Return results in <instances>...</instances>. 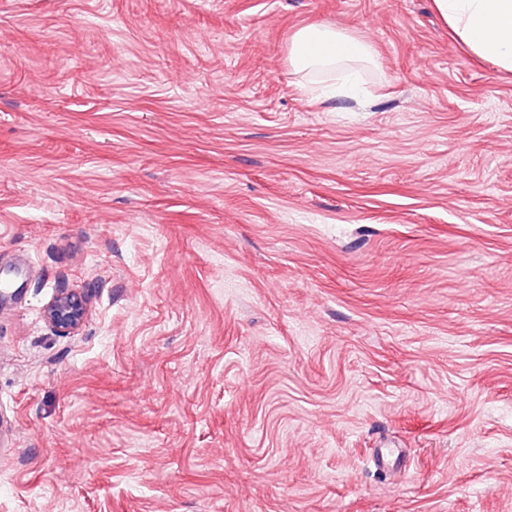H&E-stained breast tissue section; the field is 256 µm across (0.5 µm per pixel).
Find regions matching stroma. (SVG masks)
Instances as JSON below:
<instances>
[{"label": "stroma", "mask_w": 512, "mask_h": 512, "mask_svg": "<svg viewBox=\"0 0 512 512\" xmlns=\"http://www.w3.org/2000/svg\"><path fill=\"white\" fill-rule=\"evenodd\" d=\"M0 433V512H512V73L432 0H0ZM289 63L294 72L330 71L337 76L328 91L349 96L361 92L360 71L374 65L375 55L363 39L334 26L311 23L290 39ZM85 313V298L80 292L61 291L45 307L44 318L56 329L70 333L80 328Z\"/></svg>", "instance_id": "35a3bbf8"}]
</instances>
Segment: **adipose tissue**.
<instances>
[{
  "mask_svg": "<svg viewBox=\"0 0 512 512\" xmlns=\"http://www.w3.org/2000/svg\"><path fill=\"white\" fill-rule=\"evenodd\" d=\"M459 46L470 55L512 72V0H433ZM375 62L371 46L334 26L311 23L290 39L289 63L294 72L330 71L337 77L335 93L361 91L362 66Z\"/></svg>",
  "mask_w": 512,
  "mask_h": 512,
  "instance_id": "1",
  "label": "adipose tissue"
}]
</instances>
